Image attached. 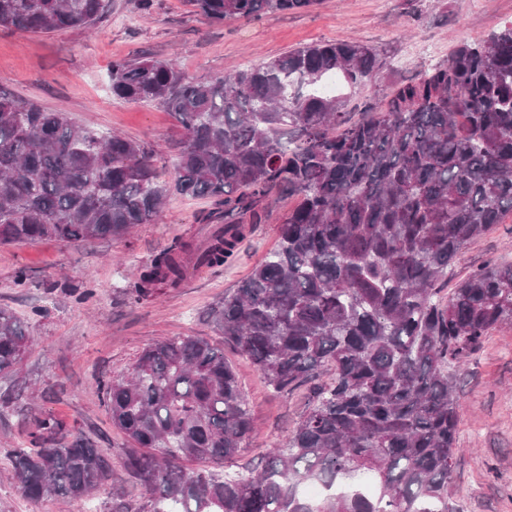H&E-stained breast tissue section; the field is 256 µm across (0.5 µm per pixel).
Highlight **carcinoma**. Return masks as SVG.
Returning <instances> with one entry per match:
<instances>
[{
	"label": "carcinoma",
	"mask_w": 512,
	"mask_h": 512,
	"mask_svg": "<svg viewBox=\"0 0 512 512\" xmlns=\"http://www.w3.org/2000/svg\"><path fill=\"white\" fill-rule=\"evenodd\" d=\"M210 22L256 20L317 0H194ZM106 0H0V28H94ZM380 65L360 42L319 41L209 82L171 60L112 63V96L155 102L181 125L172 181L156 150L0 91V244L123 237L165 198L210 199L224 224L195 261L230 263L270 200L297 198L278 248L209 311L278 393L309 406L283 445L234 474L183 461L236 458L254 424L224 350L200 337L145 349L103 386L138 512H456L449 502L461 413L448 364L512 324V263L485 264L450 296L437 283L465 247L512 214V22L402 84L353 120L348 88ZM184 245L129 283L135 302L184 279ZM28 324L0 308V375ZM10 458L22 494L84 500L108 457L49 415H31ZM372 476V496L356 489ZM329 493L310 500L302 487Z\"/></svg>",
	"instance_id": "carcinoma-1"
}]
</instances>
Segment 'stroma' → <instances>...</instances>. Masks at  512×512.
<instances>
[{
    "instance_id": "35a3bbf8",
    "label": "stroma",
    "mask_w": 512,
    "mask_h": 512,
    "mask_svg": "<svg viewBox=\"0 0 512 512\" xmlns=\"http://www.w3.org/2000/svg\"><path fill=\"white\" fill-rule=\"evenodd\" d=\"M511 21L512 0H320L310 10L224 23L204 19L192 0H154L145 12L136 0H109L90 33L0 30V90L163 151L158 167L168 180L172 160L166 149L181 129L162 106L115 99L113 61L172 60L189 78L207 81L314 42L359 41L380 50L384 63L350 95L357 119L367 103L389 97L400 82L447 59L458 42L482 41ZM294 203L279 197L231 263L201 278L189 276L180 287L158 289L139 303L126 294L133 274L171 245H201L214 230L199 221L211 201L170 195L156 223L138 225L121 238L0 246V308L27 319L31 334L18 374L0 377V512H112L117 487L124 488L130 512H138L144 492L123 465L126 442L112 426L101 385L127 375L145 348L165 339L200 336L223 348L254 420L242 462L258 464L285 440L307 408L308 389L272 392L253 362L225 344L207 312L277 246L282 218ZM492 261L512 262L510 214L467 245L448 270L444 294L472 268ZM20 270L27 274L21 288L14 283ZM84 278L91 280L93 296L69 297L64 282ZM449 371L461 411L450 500L458 512H512V325L492 330L464 365ZM36 407L64 420L112 462L109 480L83 502L49 497L32 503L8 476L4 456L24 441Z\"/></svg>"
}]
</instances>
